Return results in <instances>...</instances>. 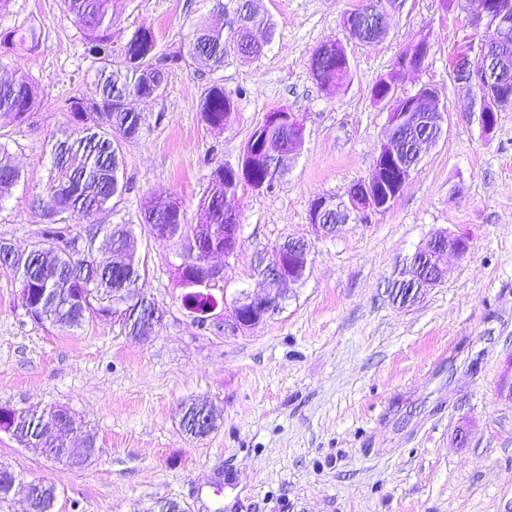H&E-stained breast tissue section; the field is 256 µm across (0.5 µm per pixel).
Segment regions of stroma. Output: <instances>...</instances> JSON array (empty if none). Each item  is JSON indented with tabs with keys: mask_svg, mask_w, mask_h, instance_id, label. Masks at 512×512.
<instances>
[{
	"mask_svg": "<svg viewBox=\"0 0 512 512\" xmlns=\"http://www.w3.org/2000/svg\"><path fill=\"white\" fill-rule=\"evenodd\" d=\"M361 0H259L274 35L256 60L228 56L213 69L185 60L163 93L135 101L141 135L122 145L126 186L98 224L133 225L149 273L141 289L162 320L150 338L116 319L62 331L34 324L20 283L0 268V404L65 406L97 434L99 454L71 470L0 431V463L24 480L59 489L58 512H512V108L483 131L471 94L448 57L470 32L446 0H400L383 39L362 43L343 29ZM112 40L122 46L153 28L161 51H186L213 0H113ZM36 28L31 51L0 49V80L28 75L40 106L0 125L26 179L0 201V238L24 251L46 220L37 202L51 145L71 130L69 101L95 94L100 65L61 0H11L0 32ZM431 52L398 80V95L434 87L448 126L422 156L394 203L333 235L315 234L310 207L341 196L372 172L388 130L376 81L419 34ZM341 41L350 78L321 87L310 59ZM233 98L223 129L198 103L211 85ZM305 128L302 148L274 189L239 190L237 255L214 288L233 301L259 290L260 257L285 239L310 244L308 278L281 310L248 330L201 329L183 307L179 245L140 224L151 194L167 192L188 223L203 221L199 198L219 163L238 160L250 135L277 110ZM460 234L464 257L418 301L390 295L433 235ZM207 403L217 426L202 439L181 425L182 403Z\"/></svg>",
	"mask_w": 512,
	"mask_h": 512,
	"instance_id": "1",
	"label": "stroma"
}]
</instances>
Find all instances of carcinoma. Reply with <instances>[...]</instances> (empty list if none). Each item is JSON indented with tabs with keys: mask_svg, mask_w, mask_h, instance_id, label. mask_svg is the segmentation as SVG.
<instances>
[{
	"mask_svg": "<svg viewBox=\"0 0 512 512\" xmlns=\"http://www.w3.org/2000/svg\"><path fill=\"white\" fill-rule=\"evenodd\" d=\"M80 29L88 53L102 62L97 93L92 98H73L69 111L78 128V136L64 134L52 144V165L45 182L44 195L38 198L48 224L40 238L26 251L14 250L0 259V267L11 270L20 279L21 289L28 292L30 319L47 321L61 330L81 328L92 318L112 317L113 304L126 301L122 324L131 336L139 335L140 321L146 309L132 302L140 295L139 281L146 273L144 259L138 254L136 237L130 224L109 225L111 244L125 252V265L112 266V257L93 252H80L76 242L88 244L101 228L88 229L86 234H72L70 221L90 219L99 212L112 209V200L123 194L120 181L122 167L121 142L137 137L142 118L127 107L123 96L138 98L159 96L164 89L168 71L183 60L180 54H167L158 49L155 32L150 27L138 29L120 48L119 66L112 64L111 0H62ZM247 0H216L212 18L202 21L189 43L188 55L200 64L218 69L224 66L228 48L239 42L252 47L250 58H260L270 43L274 23L265 14L241 16ZM38 37L33 28L10 30L0 41L13 50L32 49ZM350 69L341 54L323 58L314 79L324 88H338L349 77ZM39 106L38 92L25 74L0 82V120L22 122ZM234 110L232 98L224 88L212 86L200 101L203 121L211 127H224L226 114ZM422 134L409 128L400 136L403 156L414 158L416 138ZM250 149L243 170L249 186L271 185L283 175L277 162L246 143ZM234 172L220 164L212 172L209 184L199 200L205 211L207 227L196 237L198 245L189 242L188 225L178 202L167 192L153 194L141 209V224L149 232L166 240L179 242L183 249L181 281L192 285L182 297L185 308L204 312L212 305V295L193 283L205 277L199 253L224 247V225L237 224L239 218L224 208V191L232 185ZM22 178L8 149L0 144V199L10 194ZM59 429L76 423L75 415L62 406L37 410L23 408L14 422L12 436L27 439L41 448L46 457L78 468L69 449L48 435L51 421ZM180 425L192 437L204 433V418L195 402L180 410ZM34 512H56L59 491L48 481H39L32 488Z\"/></svg>",
	"mask_w": 512,
	"mask_h": 512,
	"instance_id": "obj_1",
	"label": "carcinoma"
}]
</instances>
